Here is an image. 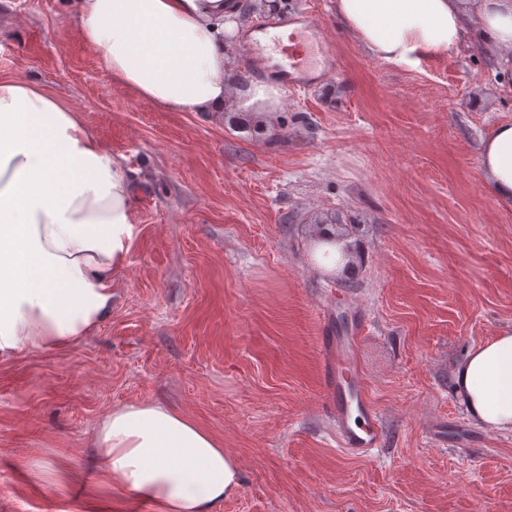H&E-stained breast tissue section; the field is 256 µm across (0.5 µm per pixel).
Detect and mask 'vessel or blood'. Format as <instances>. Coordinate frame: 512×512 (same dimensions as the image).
<instances>
[{
  "label": "vessel or blood",
  "instance_id": "vessel-or-blood-1",
  "mask_svg": "<svg viewBox=\"0 0 512 512\" xmlns=\"http://www.w3.org/2000/svg\"><path fill=\"white\" fill-rule=\"evenodd\" d=\"M285 20L258 26L257 36L247 37L246 48L255 57L275 64L282 82L289 88L303 87L333 75L329 58H316L310 44L291 49L279 38ZM365 325L357 317L348 336H326L322 339V383L329 413L336 424L340 448L366 456L383 441L379 414L367 395L356 369L354 348Z\"/></svg>",
  "mask_w": 512,
  "mask_h": 512
}]
</instances>
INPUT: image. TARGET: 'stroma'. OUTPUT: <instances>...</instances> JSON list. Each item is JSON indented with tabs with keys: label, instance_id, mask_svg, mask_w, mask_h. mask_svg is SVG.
I'll use <instances>...</instances> for the list:
<instances>
[{
	"label": "stroma",
	"instance_id": "1",
	"mask_svg": "<svg viewBox=\"0 0 512 512\" xmlns=\"http://www.w3.org/2000/svg\"><path fill=\"white\" fill-rule=\"evenodd\" d=\"M312 25L335 74L268 112L244 90L269 19ZM224 109L138 98L78 35L69 0H0V78H24L81 117L133 182L132 248L112 309L64 349L0 357V512H157L93 466L103 416L159 401L224 443L241 483L217 512H512V431L475 423L456 366L512 330V204L482 142L512 123V75L459 47L412 66L345 30L336 0H248L227 24ZM362 249L353 273L315 262L322 225ZM356 347L383 445L340 448L321 337Z\"/></svg>",
	"mask_w": 512,
	"mask_h": 512
}]
</instances>
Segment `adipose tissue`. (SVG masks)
Segmentation results:
<instances>
[{"label": "adipose tissue", "instance_id": "obj_1", "mask_svg": "<svg viewBox=\"0 0 512 512\" xmlns=\"http://www.w3.org/2000/svg\"><path fill=\"white\" fill-rule=\"evenodd\" d=\"M78 35L121 84L173 112H220L234 0H72ZM344 26L376 57L409 64L467 41L476 13L484 41L512 70V0H336ZM482 166L512 204V124L482 145ZM133 189L81 120L34 83L0 79V353L63 348L112 308V276L132 245ZM470 417L512 430V333L472 350L455 370ZM111 487L158 512H213L236 487L224 445L185 414L139 401L108 412L94 438Z\"/></svg>", "mask_w": 512, "mask_h": 512}]
</instances>
